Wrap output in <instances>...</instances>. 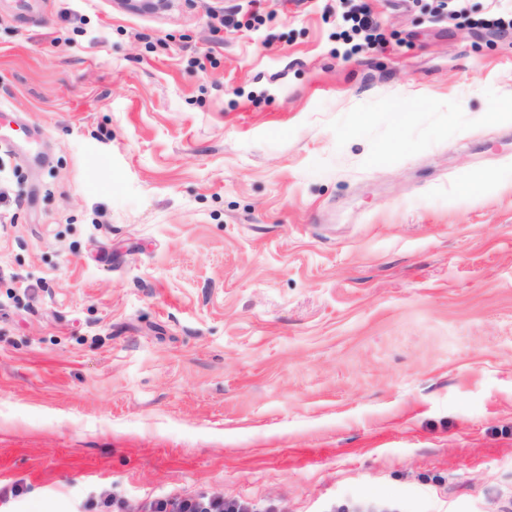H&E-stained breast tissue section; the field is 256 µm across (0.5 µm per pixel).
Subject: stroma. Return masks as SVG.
<instances>
[{
    "mask_svg": "<svg viewBox=\"0 0 512 512\" xmlns=\"http://www.w3.org/2000/svg\"><path fill=\"white\" fill-rule=\"evenodd\" d=\"M0 0V512H512L494 0ZM115 2L129 12L160 14L178 7L179 2L189 3L191 0H118ZM344 19L350 23L351 34H348V40H354L357 37L364 41L362 44H354L352 46L353 50L374 49L379 44V35L375 34L378 23L370 12L364 10L360 12L347 11L344 13Z\"/></svg>",
    "mask_w": 512,
    "mask_h": 512,
    "instance_id": "1",
    "label": "stroma"
}]
</instances>
